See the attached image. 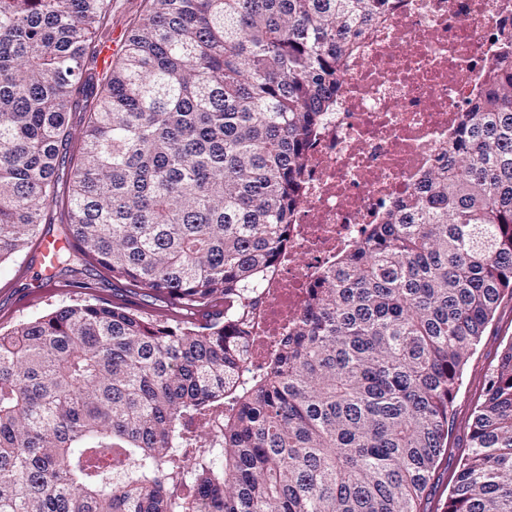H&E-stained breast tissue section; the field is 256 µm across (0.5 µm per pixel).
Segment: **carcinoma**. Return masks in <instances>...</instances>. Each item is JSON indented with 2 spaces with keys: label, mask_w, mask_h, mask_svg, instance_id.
<instances>
[{
  "label": "carcinoma",
  "mask_w": 512,
  "mask_h": 512,
  "mask_svg": "<svg viewBox=\"0 0 512 512\" xmlns=\"http://www.w3.org/2000/svg\"><path fill=\"white\" fill-rule=\"evenodd\" d=\"M390 2L147 0L102 82L112 0H0V264L63 204L58 270L224 299L202 325L85 301L1 333L0 512H418L512 293V71L245 366L340 65ZM470 448L448 512H512V340Z\"/></svg>",
  "instance_id": "cac0c4a2"
}]
</instances>
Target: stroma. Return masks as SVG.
I'll return each mask as SVG.
<instances>
[{"label": "stroma", "mask_w": 512, "mask_h": 512, "mask_svg": "<svg viewBox=\"0 0 512 512\" xmlns=\"http://www.w3.org/2000/svg\"><path fill=\"white\" fill-rule=\"evenodd\" d=\"M35 244L10 262L0 265V332L34 319L63 305L89 301L106 305L126 304L144 319L172 317L166 297L144 293L95 264L79 273L60 274L59 287L31 279L27 270L35 255ZM512 339V295L501 300L492 321L463 368L461 384L448 416L447 451L438 461L431 479L427 512H447L459 460L469 452L472 412L483 398L492 366L507 340Z\"/></svg>", "instance_id": "35a3bbf8"}]
</instances>
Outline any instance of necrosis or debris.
<instances>
[{
  "instance_id": "1",
  "label": "necrosis or debris",
  "mask_w": 512,
  "mask_h": 512,
  "mask_svg": "<svg viewBox=\"0 0 512 512\" xmlns=\"http://www.w3.org/2000/svg\"><path fill=\"white\" fill-rule=\"evenodd\" d=\"M501 68H512V0H396L359 35L309 152L288 261L260 291L262 329L304 314L318 271L413 193Z\"/></svg>"
}]
</instances>
